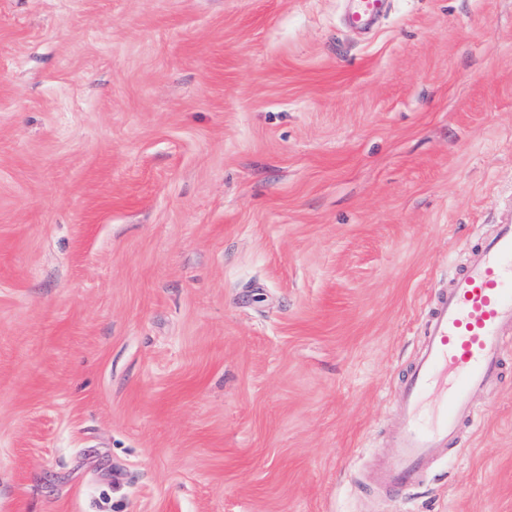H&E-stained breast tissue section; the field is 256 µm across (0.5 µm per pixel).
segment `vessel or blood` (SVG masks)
Wrapping results in <instances>:
<instances>
[{
	"instance_id": "obj_1",
	"label": "vessel or blood",
	"mask_w": 512,
	"mask_h": 512,
	"mask_svg": "<svg viewBox=\"0 0 512 512\" xmlns=\"http://www.w3.org/2000/svg\"><path fill=\"white\" fill-rule=\"evenodd\" d=\"M353 2L350 21L356 26L383 6V0ZM511 343L512 221L471 251L464 270L429 312L402 390V424L390 440L394 452L375 476L380 491L414 488L434 461L457 447L462 426H480L471 395L501 379Z\"/></svg>"
}]
</instances>
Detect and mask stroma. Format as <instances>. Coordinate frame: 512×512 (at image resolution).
Returning <instances> with one entry per match:
<instances>
[{
  "mask_svg": "<svg viewBox=\"0 0 512 512\" xmlns=\"http://www.w3.org/2000/svg\"><path fill=\"white\" fill-rule=\"evenodd\" d=\"M0 0V512H512V352L375 471L512 218V0Z\"/></svg>",
  "mask_w": 512,
  "mask_h": 512,
  "instance_id": "1",
  "label": "stroma"
}]
</instances>
